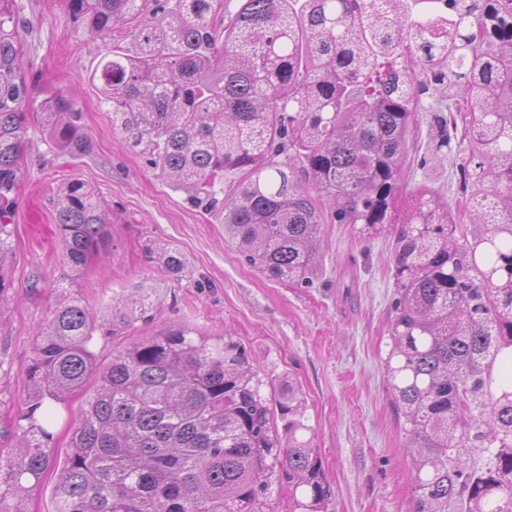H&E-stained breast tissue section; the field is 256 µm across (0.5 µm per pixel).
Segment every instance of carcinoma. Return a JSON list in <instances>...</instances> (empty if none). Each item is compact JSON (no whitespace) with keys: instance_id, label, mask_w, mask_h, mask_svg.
<instances>
[{"instance_id":"1","label":"carcinoma","mask_w":512,"mask_h":512,"mask_svg":"<svg viewBox=\"0 0 512 512\" xmlns=\"http://www.w3.org/2000/svg\"><path fill=\"white\" fill-rule=\"evenodd\" d=\"M13 2L0 0V269L30 105ZM66 2L94 37L132 25L136 52L113 53L98 77L112 123L193 204L222 208L250 265L304 282L322 225H395L386 369L413 512H512V0H242L222 29L227 0ZM425 97L442 127L472 115L455 210L425 187L403 194ZM40 109L62 151H87L71 100L47 95ZM51 203L78 269L107 243L103 202L70 181ZM158 261L183 268L175 252ZM96 329L73 299L35 336L22 447L0 458V512H24L22 495L49 468L44 404L65 405L92 376L57 512H277L285 484L297 512H328L292 383L265 394L240 342L182 324L100 364Z\"/></svg>"}]
</instances>
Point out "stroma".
<instances>
[{"label": "stroma", "mask_w": 512, "mask_h": 512, "mask_svg": "<svg viewBox=\"0 0 512 512\" xmlns=\"http://www.w3.org/2000/svg\"><path fill=\"white\" fill-rule=\"evenodd\" d=\"M14 9L24 22L32 95L59 91L71 99L92 144L78 157L62 152L40 113L28 108L25 175L11 226L15 256L0 268L12 283L0 300V453L20 446L13 423L29 397L22 370L37 330L61 303L78 299L101 325L93 347L104 363L113 349L172 322L232 336L260 377H287L300 390L331 512H412L406 438L385 369L395 300L393 227L366 234L351 224L324 225L310 283L269 279L225 240L223 213L198 208L170 187L148 153L133 150L127 133L113 125L93 75L113 52L131 50L130 37L91 38L73 23L65 0H15ZM436 133L431 113H424L410 147L427 151V163L411 168V180L453 206L466 154L430 153ZM70 179L95 189L110 218L107 244L79 270L63 256L49 204ZM163 249L182 256L179 275L160 270ZM84 401L78 391L57 410L52 467L26 491L27 512H55L54 485L70 447L66 419Z\"/></svg>", "instance_id": "stroma-1"}]
</instances>
